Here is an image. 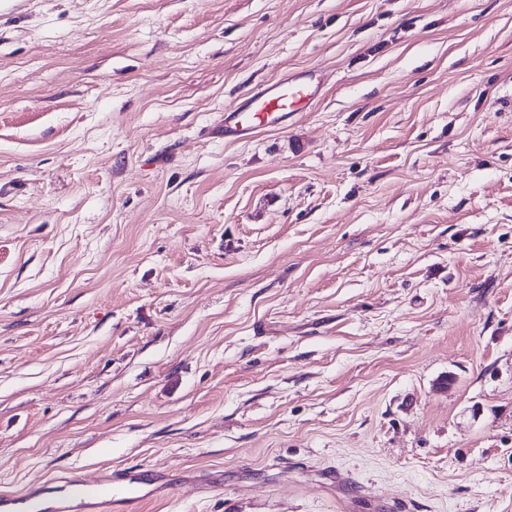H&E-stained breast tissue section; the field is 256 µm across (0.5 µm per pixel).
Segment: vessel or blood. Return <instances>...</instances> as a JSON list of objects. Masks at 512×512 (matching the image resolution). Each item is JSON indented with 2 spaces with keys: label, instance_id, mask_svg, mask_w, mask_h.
Listing matches in <instances>:
<instances>
[{
  "label": "vessel or blood",
  "instance_id": "obj_1",
  "mask_svg": "<svg viewBox=\"0 0 512 512\" xmlns=\"http://www.w3.org/2000/svg\"><path fill=\"white\" fill-rule=\"evenodd\" d=\"M322 81L315 73L301 82L280 78L243 103L226 108L208 134L234 142L283 127L312 105ZM146 480L159 485L164 476L152 470L113 469L90 484L77 478L55 487L45 484L19 495H1L0 512H140L144 497L134 487Z\"/></svg>",
  "mask_w": 512,
  "mask_h": 512
}]
</instances>
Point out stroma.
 <instances>
[{"instance_id": "stroma-1", "label": "stroma", "mask_w": 512, "mask_h": 512, "mask_svg": "<svg viewBox=\"0 0 512 512\" xmlns=\"http://www.w3.org/2000/svg\"><path fill=\"white\" fill-rule=\"evenodd\" d=\"M108 466L512 512V0H0V493ZM323 76L311 73L297 82L282 77L253 93L243 103L224 109L223 118L209 128L208 134L224 141L247 139L265 129H277L303 112L315 101Z\"/></svg>"}]
</instances>
